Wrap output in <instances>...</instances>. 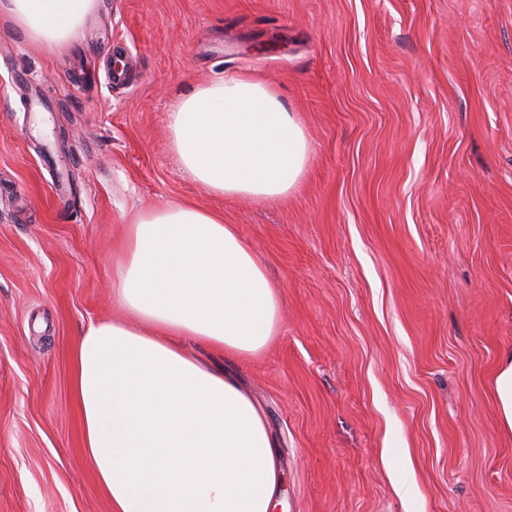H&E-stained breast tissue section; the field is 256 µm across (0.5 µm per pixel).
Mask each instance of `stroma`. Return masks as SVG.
I'll return each mask as SVG.
<instances>
[{
  "mask_svg": "<svg viewBox=\"0 0 512 512\" xmlns=\"http://www.w3.org/2000/svg\"><path fill=\"white\" fill-rule=\"evenodd\" d=\"M240 71L313 147L276 202L212 197L171 150L175 101ZM176 200L222 211L280 293L278 336L224 365L278 439L283 512H512L494 393L512 349V0H99L52 53L0 14V512H111L73 354L124 315L126 224Z\"/></svg>",
  "mask_w": 512,
  "mask_h": 512,
  "instance_id": "35a3bbf8",
  "label": "stroma"
}]
</instances>
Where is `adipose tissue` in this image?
Wrapping results in <instances>:
<instances>
[{"label":"adipose tissue","instance_id":"obj_1","mask_svg":"<svg viewBox=\"0 0 512 512\" xmlns=\"http://www.w3.org/2000/svg\"><path fill=\"white\" fill-rule=\"evenodd\" d=\"M98 0H0L46 51L73 42ZM180 169L210 194L266 202L300 185L312 153L279 93L250 73L209 82L167 114ZM128 317L90 323L75 355L83 448L112 512H274L283 470L261 408L205 352L254 356L280 301L221 211L148 206L112 254Z\"/></svg>","mask_w":512,"mask_h":512}]
</instances>
